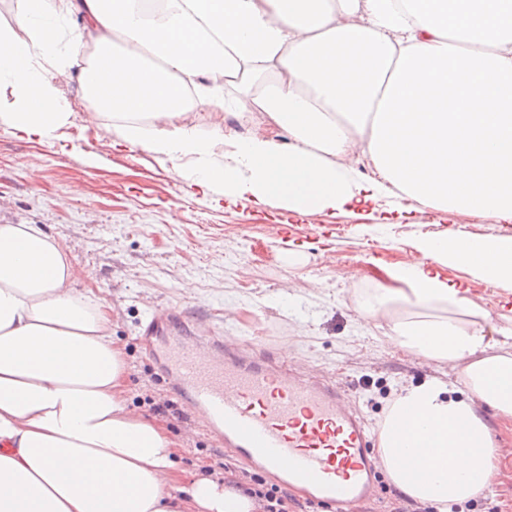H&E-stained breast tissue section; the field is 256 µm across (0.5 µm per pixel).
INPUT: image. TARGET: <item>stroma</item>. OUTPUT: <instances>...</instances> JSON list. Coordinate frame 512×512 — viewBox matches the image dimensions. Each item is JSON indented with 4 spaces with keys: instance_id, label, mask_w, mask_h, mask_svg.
<instances>
[{
    "instance_id": "35a3bbf8",
    "label": "stroma",
    "mask_w": 512,
    "mask_h": 512,
    "mask_svg": "<svg viewBox=\"0 0 512 512\" xmlns=\"http://www.w3.org/2000/svg\"><path fill=\"white\" fill-rule=\"evenodd\" d=\"M59 92L71 114L44 141L0 123V224L39 225L80 269V288L111 309L129 405L161 418L179 444L184 481L223 477L229 462L246 485L253 471L233 461L146 360L137 336L153 305L183 318L207 314L227 336L263 337L278 353L341 383L376 425L398 386L441 377L462 391L456 370L386 345L359 303L364 276L381 279L382 265L416 256L419 238L457 231L474 222L473 214L433 224L422 213L385 224L371 207L332 218L310 214L294 219L287 241L278 242L266 227L284 218L280 207L217 208L209 198L187 196L166 157L112 148L111 118L87 122L92 104L76 81L61 83ZM447 275L471 283L473 300L491 316L512 310V288L472 282L457 269ZM228 307L235 317L225 323ZM164 402L172 411L155 415L154 405ZM462 512H512V455H499L487 488Z\"/></svg>"
}]
</instances>
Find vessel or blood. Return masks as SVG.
I'll return each mask as SVG.
<instances>
[{
    "mask_svg": "<svg viewBox=\"0 0 512 512\" xmlns=\"http://www.w3.org/2000/svg\"><path fill=\"white\" fill-rule=\"evenodd\" d=\"M174 318L167 307L152 311L145 357L222 446L334 512H362L378 487L375 434L336 381L288 375L263 344L216 335L203 317L178 326Z\"/></svg>",
    "mask_w": 512,
    "mask_h": 512,
    "instance_id": "b4317fda",
    "label": "vessel or blood"
}]
</instances>
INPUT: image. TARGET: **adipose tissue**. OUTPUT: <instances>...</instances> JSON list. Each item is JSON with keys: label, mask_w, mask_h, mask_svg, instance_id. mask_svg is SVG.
Masks as SVG:
<instances>
[{"label": "adipose tissue", "mask_w": 512, "mask_h": 512, "mask_svg": "<svg viewBox=\"0 0 512 512\" xmlns=\"http://www.w3.org/2000/svg\"><path fill=\"white\" fill-rule=\"evenodd\" d=\"M22 0L0 24V120L32 140L65 124L58 78L77 76L115 147L162 155L191 194L220 191L292 215L388 197L385 223L430 211L512 223V0ZM81 15L84 34L63 20ZM259 109L287 143L201 127L195 103ZM223 159H216V147ZM367 168L357 179L342 158ZM362 304L399 306L395 349L459 373L395 390L378 455L406 496L448 512L480 494L498 444L481 410L512 419V316L494 324L470 288H512V237L425 236ZM61 246L0 224V512H257L200 477L183 483L167 428L128 405L126 365L104 306Z\"/></svg>", "instance_id": "obj_1"}]
</instances>
